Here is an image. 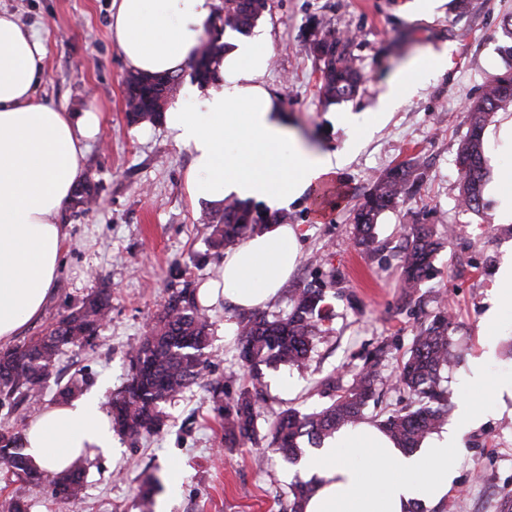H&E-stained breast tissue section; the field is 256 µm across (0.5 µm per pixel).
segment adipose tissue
Returning <instances> with one entry per match:
<instances>
[{
	"label": "adipose tissue",
	"mask_w": 512,
	"mask_h": 512,
	"mask_svg": "<svg viewBox=\"0 0 512 512\" xmlns=\"http://www.w3.org/2000/svg\"><path fill=\"white\" fill-rule=\"evenodd\" d=\"M212 0H113L110 32L126 66L136 72L177 73L211 27ZM46 48L13 15L0 11V342L19 336L42 314L57 277L65 232L58 218L83 173L84 143L95 138L101 114L75 115L41 102L36 90ZM270 53L235 42L223 60L228 80L195 92V111L171 106L165 126L193 155L185 176L191 199L224 198L286 209L305 193L335 181L344 155L310 147L290 135L278 99L264 85ZM236 153L227 156L226 141ZM301 232L274 224L224 254L218 279L198 297L251 310L268 304L299 258ZM454 423L420 448H397L377 425L339 429L300 469L312 482L304 512H418L443 502L454 486V457L476 423L475 390H512V378L489 384L485 362L471 360ZM33 464L54 474L81 456L112 450V429L100 394L42 408L23 433Z\"/></svg>",
	"instance_id": "obj_1"
}]
</instances>
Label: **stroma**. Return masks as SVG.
<instances>
[{
    "label": "stroma",
    "mask_w": 512,
    "mask_h": 512,
    "mask_svg": "<svg viewBox=\"0 0 512 512\" xmlns=\"http://www.w3.org/2000/svg\"><path fill=\"white\" fill-rule=\"evenodd\" d=\"M269 12L252 34L271 47L264 77L285 108L290 125L309 145L347 152L338 181L342 192L317 212V192H307L288 210L302 233L301 255L292 282L321 288L332 306L329 331L319 336L306 367L265 370L262 378L259 440L240 448L224 445L222 418L208 387L219 381L229 393L248 385L237 364V315L231 304L209 306L213 323L210 355L198 384L162 404L165 423L157 433L130 438L115 434L112 454L86 457L81 490L73 499L78 512H156L173 498L170 512H282L296 473L264 439L267 419L295 408L304 413L344 391L352 372L369 355L379 358L383 377H393L406 357L424 315L447 302L456 317L454 340L462 354L448 373V385L460 393L471 357L485 347L493 354L487 378L512 374V304H495V278L512 262V236H492L498 224L495 195L503 174L512 172V141L505 139V114L488 127L492 179L481 212L458 204L457 149L467 126L462 106L483 84L504 70L512 42L500 30L512 0H436L432 12L416 16L413 0H269ZM112 0H0L36 31L46 48L45 71L37 88L43 102L69 112L91 108L102 114L99 136L86 150L84 174L100 187L96 207L85 214L63 210L59 221L67 236L57 279L39 320L25 329L35 336L67 313L94 289L112 292V309L92 344L63 347L57 376L43 389V404L56 400L59 385L77 379L84 392L111 398L125 384L129 349L145 334L162 303L184 283L217 277L224 259L208 245L211 230L199 223L206 204L191 200L185 188L190 163L164 125L127 126L124 81L128 70L110 32ZM321 19L336 33H354L349 50L364 75L358 95L323 107L317 95L315 60L301 48L310 20ZM447 52L444 70L425 69L427 56ZM419 67L418 85L394 112H375L389 83ZM351 114L354 125L337 119ZM356 142L347 151L348 142ZM418 155L427 176L415 199L384 213L376 226L382 245L362 255L352 240L353 208L387 167ZM414 224H432L451 232L412 303L401 299L396 255ZM324 264H317V257ZM498 309V323L486 313ZM333 379L335 390L323 382ZM473 401L480 422L468 429L454 463L459 477L445 502L431 512H498L512 501V398L479 391ZM180 487H173V479ZM22 499L29 512H63L65 501L49 486L34 487L0 466V499Z\"/></svg>",
    "instance_id": "35a3bbf8"
}]
</instances>
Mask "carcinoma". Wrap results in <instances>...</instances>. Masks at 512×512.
Instances as JSON below:
<instances>
[{
    "label": "carcinoma",
    "mask_w": 512,
    "mask_h": 512,
    "mask_svg": "<svg viewBox=\"0 0 512 512\" xmlns=\"http://www.w3.org/2000/svg\"><path fill=\"white\" fill-rule=\"evenodd\" d=\"M268 10V0H223L218 15L220 25L208 33L191 61V78L201 85L217 81L221 61L229 48L222 37L248 34ZM349 42L348 38L338 39L316 28L303 41L304 50L318 63L317 93L326 107L353 97L362 83V75L348 52ZM508 53L511 59L504 72L486 81L481 93L465 104L467 131L457 158L465 159L466 166L457 167L458 202L464 209L477 213L484 208L483 191L488 179L487 127L496 113L512 109V46L508 47ZM181 77L180 73L129 74L124 89L128 125L161 121ZM425 177L419 157L413 156L375 178L355 208V242L363 252L376 254L381 250L374 224L383 213L405 205L411 198L412 188ZM96 204L95 185L89 180L77 184L72 207L86 213ZM198 223L213 227L209 246L221 249L242 242L262 224L288 223V214H271L251 202L226 199L219 209L201 213ZM446 243L447 238L438 235L433 225H411L406 245L398 255L405 302L413 300L416 289L433 268L435 255ZM111 301L109 289L94 290L80 306L61 315L40 335L21 345L1 348L0 402L24 403L27 409L36 410L41 389L52 376L61 347L90 343L108 317ZM329 318L330 308L322 289L310 285L289 287L288 312L284 317H271L263 311L239 316V367L258 381L265 368L303 364ZM210 327L209 316L198 306L195 290L186 287L169 296L149 332L132 347L131 373L123 391L108 402L112 422L119 431L140 436L160 430V404L201 379L208 356ZM454 331V319L444 304L426 316L412 337L409 355L395 381L398 389L414 399L416 406L395 410L379 421V426L400 448L419 447L448 421L452 392L447 374L461 357L453 340ZM381 384L378 363H364L352 375L351 385L327 406L311 413L288 409L277 414L269 424L268 447L290 463L297 461L303 441L318 446L340 427L364 420L365 409ZM209 393L224 420V447L236 448L254 442L260 415L256 395L243 389L226 400L218 384L210 387ZM0 463L24 483L37 486L43 482V471L24 452L22 434L18 431L0 432ZM83 471L82 460H76L53 481V495L64 501L75 497ZM308 487L309 483L303 479L295 480L288 512H303L302 502Z\"/></svg>",
    "instance_id": "carcinoma-1"
}]
</instances>
